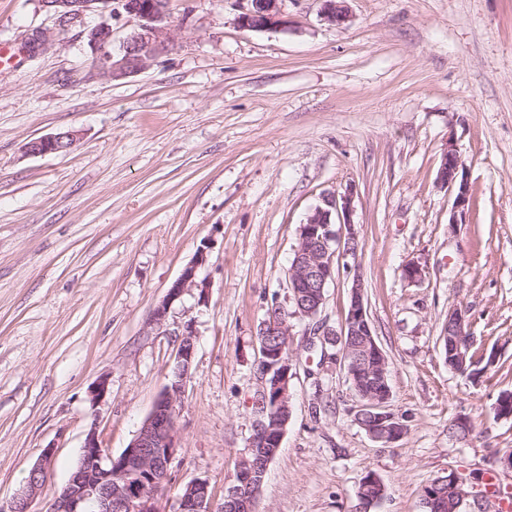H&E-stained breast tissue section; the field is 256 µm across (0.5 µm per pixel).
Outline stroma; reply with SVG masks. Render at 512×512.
<instances>
[{
  "label": "stroma",
  "instance_id": "1",
  "mask_svg": "<svg viewBox=\"0 0 512 512\" xmlns=\"http://www.w3.org/2000/svg\"><path fill=\"white\" fill-rule=\"evenodd\" d=\"M342 25L322 0H283L284 29L240 28L238 0H169L176 49L121 80L95 74L84 26L39 0H0V501L55 450L33 503L48 512L90 425L120 455L171 378L192 327V377L176 401L178 450L165 492L207 480L219 512L246 456L262 386L258 334L288 306L298 229L325 195L354 185L353 221L372 331L406 434L385 445L354 420L360 400L338 366L320 365L308 320L290 317L291 418L259 512H422V489L457 470L483 474L512 449V0H346ZM53 39L31 55L36 32ZM74 132L63 154L35 138ZM454 143L471 191L465 223L437 183ZM205 249L163 324L152 313ZM417 262L421 281L402 276ZM351 273L337 268L317 320L340 330ZM465 311L480 380L451 370L440 334ZM107 376L106 397L90 390ZM460 416L489 436L448 432ZM76 139L71 131L50 134L29 141L25 151L29 155L65 153L75 145Z\"/></svg>",
  "mask_w": 512,
  "mask_h": 512
}]
</instances>
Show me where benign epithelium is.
<instances>
[{"mask_svg": "<svg viewBox=\"0 0 512 512\" xmlns=\"http://www.w3.org/2000/svg\"><path fill=\"white\" fill-rule=\"evenodd\" d=\"M42 7L71 22L93 10H108L114 17L127 16L133 27L119 50H113L112 26L106 22L84 29L83 35L93 58L96 74L120 80L146 69L158 57L174 47L172 21L166 0H40ZM237 18L239 27L265 31L287 24L283 19L282 0H246ZM325 18L336 25L348 21L344 0H323ZM76 135L59 132L29 141V155L58 154L69 151ZM438 183L453 196L449 223L463 224L471 204L468 178L455 145L445 147L437 174ZM355 188L349 184L340 196L322 198L298 229V242L288 269L289 299L295 303V316L314 320L325 301V289L336 278V258L346 260L344 267L355 270L350 290L345 325L336 333L331 329L314 328L313 335L322 336V343L340 347L325 353V361L339 365L345 377L355 374L361 363L383 362L364 305V283L359 269L363 251L353 222ZM206 261V252L198 250L195 260L187 265L171 283L162 303L153 313V321L164 322L169 305L188 288H206L197 281V269ZM289 336L288 317H270L260 332V355L263 387L253 401L256 405L254 434L248 455L240 462L235 484L224 500L230 512H255L269 464L281 448L288 425L292 359L283 356L284 346L270 340ZM448 363L463 356L462 349L470 348L467 322L459 309L448 312L444 332ZM194 356V332L186 327L179 343L176 364L172 371L175 380L165 386L149 415L124 451L108 456L99 441L97 422H92L76 467L67 482L55 493L50 512H165L161 489L170 481V465L177 452L175 402L184 390ZM390 393L385 391L360 403L355 414L364 420L363 428L374 440L391 444L407 431L403 418L389 408ZM54 449L46 447L29 472L26 484L9 502L0 503V512H33L32 505L44 488ZM438 484L448 485V492L466 507L469 494L462 489L454 472L438 478ZM209 483L195 479L183 488L179 497V512H212Z\"/></svg>", "mask_w": 512, "mask_h": 512, "instance_id": "1", "label": "benign epithelium"}]
</instances>
